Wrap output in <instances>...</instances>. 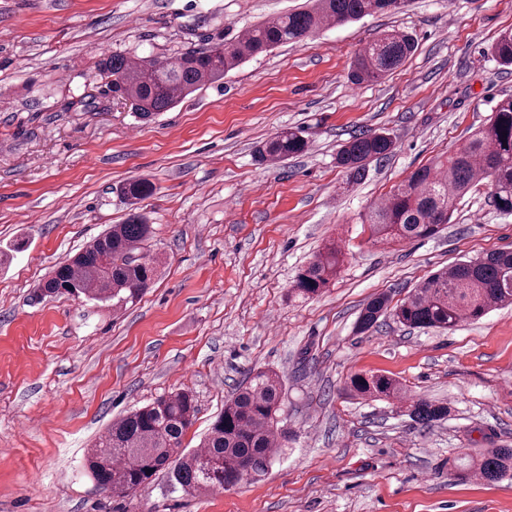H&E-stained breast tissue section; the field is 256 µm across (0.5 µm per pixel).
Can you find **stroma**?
<instances>
[{"label":"stroma","instance_id":"1","mask_svg":"<svg viewBox=\"0 0 512 512\" xmlns=\"http://www.w3.org/2000/svg\"><path fill=\"white\" fill-rule=\"evenodd\" d=\"M305 3L0 0V512H512V479L458 469L512 447V307L449 332L389 317L353 331L374 295L398 301L440 268L512 250V216L483 184L431 239L377 243L362 222L512 94V67L491 54L512 0H407L246 59L148 122L103 92L100 53L174 56ZM391 29L414 52L354 84V55ZM288 127L309 150L258 164L256 146ZM379 132L391 154L348 182L339 144ZM135 178L155 186L138 210L160 269L140 301L36 299L56 264L126 222L118 187ZM331 240L339 275L319 296H289ZM264 369L281 377L288 440L261 476L190 496L161 474L125 498L90 476L86 451L113 420L188 391L197 414L183 445L197 447ZM356 373L451 413L425 427L353 397Z\"/></svg>","mask_w":512,"mask_h":512}]
</instances>
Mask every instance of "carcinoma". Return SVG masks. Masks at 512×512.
<instances>
[{
    "label": "carcinoma",
    "instance_id": "1",
    "mask_svg": "<svg viewBox=\"0 0 512 512\" xmlns=\"http://www.w3.org/2000/svg\"><path fill=\"white\" fill-rule=\"evenodd\" d=\"M404 0H315L309 9L270 17L249 28L243 38L219 39L200 51L176 56L107 55L99 63L112 94L131 102L145 120L172 109L202 84L224 77L248 57L283 43H297L333 25H343L377 13L396 11ZM413 38L386 31L354 57L353 77L375 81L400 66L413 51ZM503 66H512V29L500 32L491 48ZM388 134H360L347 140L336 160L353 182L361 180L368 161L391 153ZM308 140L298 129L278 133L259 149L264 161L277 162L303 154ZM485 183L495 209L512 214V96L497 101L488 122L463 143L431 165L413 171L384 200L363 217L381 242L429 239L448 223L457 200L473 186ZM154 192L144 178L130 180L119 193L141 201ZM152 225L134 214L114 224L73 258L59 264L39 284L43 298L68 295L122 307L136 301L158 276L151 256ZM112 256L104 269L101 259ZM343 252L326 244L296 275L291 294L310 299L327 288L340 269ZM512 305V251L441 268L392 306L385 294L372 297L361 309L355 332L364 334L387 314L406 327L452 330L464 320L477 321L494 307ZM348 389L361 399L407 404L415 421L429 426L448 418V406L422 397L410 398L402 384L383 374L356 373ZM282 385L271 369L250 375L224 401L202 445L188 451L182 437L197 412L193 396L179 392L155 401L112 422L87 455L95 483L118 496H128L165 471L190 495L224 490L263 472L282 447L278 412ZM462 470L488 482L512 478V448H490Z\"/></svg>",
    "mask_w": 512,
    "mask_h": 512
}]
</instances>
